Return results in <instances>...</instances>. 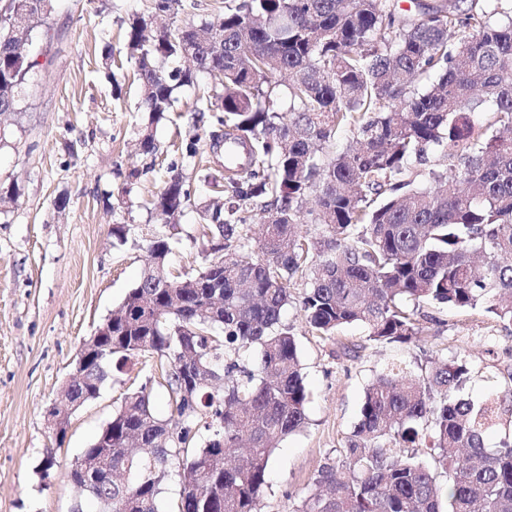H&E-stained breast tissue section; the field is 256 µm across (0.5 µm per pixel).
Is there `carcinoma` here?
Listing matches in <instances>:
<instances>
[{
  "label": "carcinoma",
  "instance_id": "obj_1",
  "mask_svg": "<svg viewBox=\"0 0 512 512\" xmlns=\"http://www.w3.org/2000/svg\"><path fill=\"white\" fill-rule=\"evenodd\" d=\"M419 17L392 0H226L224 14L163 29L134 15L127 48L151 119L174 91L210 77L194 122L211 113L250 158L199 213L203 236L224 240L198 270L173 275L169 237L146 242L128 226L120 244L152 246L141 280L112 311V353L84 370L59 403L99 396L110 374L140 360L162 379L175 418H158L146 387L120 409L81 459L96 468L86 491L102 512H159L161 484L179 476L176 512H260L270 459L307 421L308 391L292 329L281 321L291 280H308L301 308L330 337L359 323L367 340L407 343L428 303L478 307L512 324V136L487 135L470 115L492 112L512 133V0H430ZM52 0H0V113L16 112L30 70L23 34ZM191 55L193 67L169 68ZM288 74V109L276 76ZM343 131L355 141L334 150ZM431 189L412 186L429 156ZM153 201L175 224L191 201L180 174ZM316 207L304 209L308 193ZM247 200L267 214L253 244ZM318 224L312 240L301 222ZM224 260V269L210 265ZM166 281L169 287H160ZM256 348L253 368L239 363ZM463 360L415 372L392 364L365 391L342 458L321 467L295 512H512V390L480 403L456 397ZM415 448L433 460L428 465ZM118 474L109 481L107 469ZM447 477L441 501L439 473Z\"/></svg>",
  "mask_w": 512,
  "mask_h": 512
}]
</instances>
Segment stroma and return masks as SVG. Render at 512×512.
<instances>
[{"instance_id": "stroma-1", "label": "stroma", "mask_w": 512, "mask_h": 512, "mask_svg": "<svg viewBox=\"0 0 512 512\" xmlns=\"http://www.w3.org/2000/svg\"><path fill=\"white\" fill-rule=\"evenodd\" d=\"M152 0H53L46 26L29 37V52L44 61L53 43L63 50L27 87L14 114L0 119V185L17 199L0 200V512H96L97 504L69 480L72 463L111 420L127 390L147 388L154 413L170 418L169 396L143 366L113 376L99 396L71 418L63 443L46 426L47 408L61 396L81 343L111 314L139 280L148 253L117 246L120 224L155 223L151 201L168 170L192 190L168 258L173 273L199 268L207 246L198 210L209 199L206 173H222L223 150L209 137L194 140L190 111L196 88H178L179 111L158 123L139 108L132 63L108 73L106 50L127 52L124 31ZM121 93H114V85ZM152 125L155 155L138 149L139 131ZM206 162L193 165L187 145ZM138 178H130L131 170ZM67 199L57 209L58 199ZM305 280L282 313L295 334L309 392L307 424L272 454L261 512H292L313 489L320 466L339 456L357 426L364 392L381 366L400 362L420 370L434 358L465 360L471 375L462 398L483 401L512 389V324L483 310L431 304L422 309L416 341H367L358 323L333 337L309 332L298 303ZM54 456L49 480L41 465Z\"/></svg>"}]
</instances>
